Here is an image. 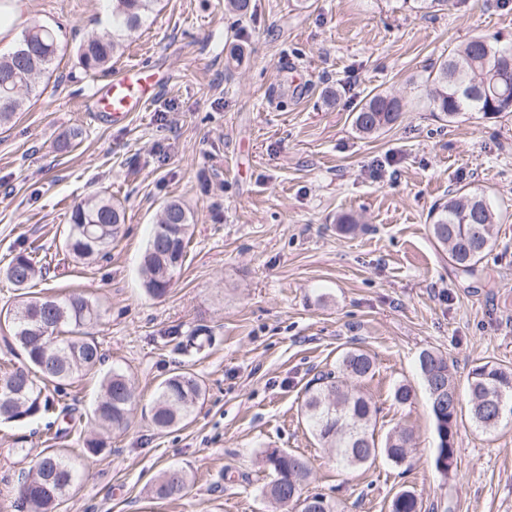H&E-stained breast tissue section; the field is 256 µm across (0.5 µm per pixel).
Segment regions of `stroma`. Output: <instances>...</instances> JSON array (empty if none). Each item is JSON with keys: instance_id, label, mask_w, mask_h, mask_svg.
Listing matches in <instances>:
<instances>
[{"instance_id": "stroma-1", "label": "stroma", "mask_w": 512, "mask_h": 512, "mask_svg": "<svg viewBox=\"0 0 512 512\" xmlns=\"http://www.w3.org/2000/svg\"><path fill=\"white\" fill-rule=\"evenodd\" d=\"M422 17L403 0H159L123 43L113 69L142 62L162 80L148 111L96 119L107 75L86 76L76 47L112 32V0H22L24 25L59 30L44 87L0 126V268L19 251L45 266L35 292L81 293L102 312L105 361L67 386L55 411L0 423V512H23L10 491L45 448L80 452L103 372L122 369L139 394L128 430L106 435L62 512H284L265 499L263 451L303 455L304 493L341 512H390L401 490L421 512H512V423L479 429L461 412L450 472L418 370L441 352L459 388L493 361L512 368V115L438 120L424 93L437 58L474 36L512 45V0H454ZM400 97L390 130L363 138L351 116L372 91ZM82 142L66 146L73 129ZM486 191L504 221L474 275L460 274L429 232L431 207L456 190ZM111 195L126 222L110 255L79 264L62 242L70 208ZM193 213L186 262L161 299L139 267L163 203ZM359 217L356 230L336 219ZM206 330L205 354L177 344ZM370 354L360 385L376 402L377 436L408 428L404 466L384 455L346 469L312 436L305 391L345 350ZM190 370L206 394L187 425L160 432L147 408L168 374ZM409 384L406 405L392 396ZM171 466L191 479L177 500L150 482Z\"/></svg>"}]
</instances>
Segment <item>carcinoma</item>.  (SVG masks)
Wrapping results in <instances>:
<instances>
[{"label":"carcinoma","mask_w":512,"mask_h":512,"mask_svg":"<svg viewBox=\"0 0 512 512\" xmlns=\"http://www.w3.org/2000/svg\"><path fill=\"white\" fill-rule=\"evenodd\" d=\"M155 0H112V16L127 35L135 33L151 12ZM122 42L90 35L78 46L83 71L95 76L109 70ZM60 50L55 29L34 24L25 28L16 49L0 56V125L21 111L22 90H30L49 73ZM431 111L453 122L467 112L493 118L512 113V46L502 47L492 37H472L440 57L426 79ZM400 98L388 92H372L353 114V127L363 136L391 128L400 118ZM429 219L430 234L448 254L449 262L461 273L472 275L496 240L501 216L482 193H456L435 206ZM125 222L123 208L110 196H96L75 204L69 213L64 248L75 261L91 262L110 255L112 241ZM191 210L181 201H167L141 259L145 291L153 298L168 294L174 275L187 255ZM7 280L18 291V304L6 310L0 321L9 329L23 351L26 365L0 377V422L22 423L38 418L53 405L49 385L59 390L67 382L101 363L102 353L92 329L101 319L100 310L81 294L39 296L30 291L39 276L30 253H16L4 268ZM426 388L443 389L442 398H429L435 423L437 446L435 466L443 473L452 470L455 435L462 407L455 406L450 393L458 386L447 359L426 349L418 359ZM375 361L368 353L351 349L343 353L336 372L318 375L306 390L303 413L309 430L322 447L332 451L347 469L358 468L382 453L396 465L408 457L410 435L404 428L376 438L378 408L371 397L350 387L373 377ZM512 394V369L487 361L475 366L468 380L470 418L486 431L496 430L503 418L497 406H505ZM205 395L202 380L189 371H176L158 385L151 407V423L159 431L186 422ZM136 389L121 371H112L100 381V396L92 417L106 432L128 428ZM262 461L271 473L263 495L292 512H338L337 503L324 494L302 496V484L310 474L302 455L274 448L264 451ZM81 463L69 453L45 448L29 472L21 477L17 494L25 512H60L65 498L81 476ZM189 485L188 473L166 470L152 486L159 499H176ZM391 512H420L418 499L409 490L395 495Z\"/></svg>","instance_id":"obj_1"}]
</instances>
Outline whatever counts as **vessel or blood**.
<instances>
[{
	"instance_id": "obj_1",
	"label": "vessel or blood",
	"mask_w": 512,
	"mask_h": 512,
	"mask_svg": "<svg viewBox=\"0 0 512 512\" xmlns=\"http://www.w3.org/2000/svg\"><path fill=\"white\" fill-rule=\"evenodd\" d=\"M161 81L144 66L132 64L93 94L94 112L123 121L130 113L144 111L160 88Z\"/></svg>"
}]
</instances>
